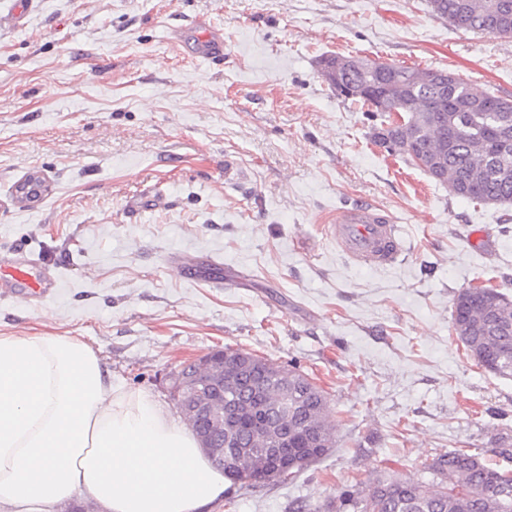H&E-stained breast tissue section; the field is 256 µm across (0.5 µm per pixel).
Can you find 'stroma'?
Masks as SVG:
<instances>
[{
  "label": "stroma",
  "instance_id": "1",
  "mask_svg": "<svg viewBox=\"0 0 512 512\" xmlns=\"http://www.w3.org/2000/svg\"><path fill=\"white\" fill-rule=\"evenodd\" d=\"M0 0V257L58 269L0 296V332L90 345L126 390L174 410L171 376L217 348L293 366L328 394L337 444L300 476L229 483L205 512H311L377 477L421 481L455 448L512 469V379L451 326L463 288L512 296V205L453 196L371 137L322 56L442 69L512 98V38L427 0ZM224 35L223 57L193 56ZM34 203L13 189L29 173ZM373 205L408 250L352 265L325 235Z\"/></svg>",
  "mask_w": 512,
  "mask_h": 512
}]
</instances>
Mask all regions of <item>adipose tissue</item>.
Instances as JSON below:
<instances>
[{
  "label": "adipose tissue",
  "mask_w": 512,
  "mask_h": 512,
  "mask_svg": "<svg viewBox=\"0 0 512 512\" xmlns=\"http://www.w3.org/2000/svg\"><path fill=\"white\" fill-rule=\"evenodd\" d=\"M191 428L122 389L85 343L0 336V512H201L224 495Z\"/></svg>",
  "instance_id": "obj_1"
}]
</instances>
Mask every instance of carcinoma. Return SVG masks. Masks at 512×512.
<instances>
[{
    "label": "carcinoma",
    "instance_id": "1",
    "mask_svg": "<svg viewBox=\"0 0 512 512\" xmlns=\"http://www.w3.org/2000/svg\"><path fill=\"white\" fill-rule=\"evenodd\" d=\"M431 12L456 28L481 34L512 37V0H428ZM348 82L392 87L401 125L393 113L374 108L371 99L350 102L380 121L374 127L375 144L390 149L408 140L413 155L423 154L435 163L427 174H446L454 196L482 204L512 203V99L482 89L462 79L440 90L419 88L396 81L388 69H360ZM447 95L448 111L432 110L434 100ZM504 293L485 288H464L453 299L451 324L468 355L485 372L512 377V301ZM281 366L266 359L254 368L253 386L259 404L275 407L288 398V410L277 414L275 432H288L303 453L291 459L282 479H293L319 463L335 446V426L329 419L326 392L306 385L308 375L291 367L292 378L283 383ZM240 447L224 452V477L233 481L264 483L270 463L250 458L253 449L268 442L270 432L255 427L237 429ZM430 478L410 482L376 478L368 488L343 491L325 512H512V469L490 465L479 452L462 449L434 459Z\"/></svg>",
    "mask_w": 512,
    "mask_h": 512
}]
</instances>
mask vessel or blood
<instances>
[{
    "instance_id": "obj_1",
    "label": "vessel or blood",
    "mask_w": 512,
    "mask_h": 512,
    "mask_svg": "<svg viewBox=\"0 0 512 512\" xmlns=\"http://www.w3.org/2000/svg\"><path fill=\"white\" fill-rule=\"evenodd\" d=\"M328 235L353 265L381 268L395 265L404 253L406 240L393 217L368 204H356L337 211ZM51 278L38 271L36 261L13 258L0 261V288H22L29 294L45 293Z\"/></svg>"
}]
</instances>
